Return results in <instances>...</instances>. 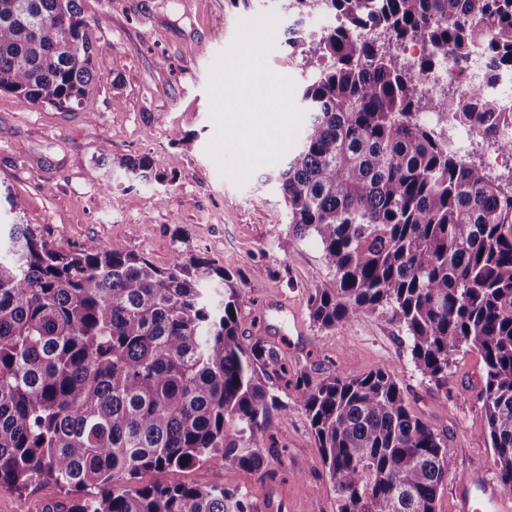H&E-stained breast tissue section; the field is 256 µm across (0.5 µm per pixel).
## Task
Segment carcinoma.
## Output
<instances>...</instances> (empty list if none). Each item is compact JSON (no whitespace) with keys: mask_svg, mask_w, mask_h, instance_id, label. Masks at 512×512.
<instances>
[{"mask_svg":"<svg viewBox=\"0 0 512 512\" xmlns=\"http://www.w3.org/2000/svg\"><path fill=\"white\" fill-rule=\"evenodd\" d=\"M298 16L285 43L315 66L310 113L278 182L288 234L312 238L333 273L309 296L334 329L379 312L410 340L415 367L448 390L465 346L485 366L482 431L500 490L512 494V179L463 155L448 129L512 154L495 98L449 73L482 47L483 83L512 70V0H281ZM321 13L323 35L302 28ZM80 0H0V92L59 110L81 106L96 60ZM420 46L401 65L387 47ZM435 119L428 121L426 117ZM129 182H162L153 159L121 156ZM239 273L189 253L161 268L90 241L68 251L29 224L0 240V489L59 486L43 512H262L223 485L142 486L146 471L195 464L265 469L286 405L279 353L240 339ZM294 388L339 493L338 512H436L448 440L410 410L390 367Z\"/></svg>","mask_w":512,"mask_h":512,"instance_id":"carcinoma-1","label":"carcinoma"}]
</instances>
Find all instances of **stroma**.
I'll list each match as a JSON object with an SVG mask.
<instances>
[{
	"label": "stroma",
	"instance_id": "35a3bbf8",
	"mask_svg": "<svg viewBox=\"0 0 512 512\" xmlns=\"http://www.w3.org/2000/svg\"><path fill=\"white\" fill-rule=\"evenodd\" d=\"M93 41L110 49L95 63L94 83L72 111L21 102L0 92V199L23 202L17 219L71 249L94 240L115 251L144 254L169 266L183 249L229 260L244 284L242 340L262 336L276 347L289 373L311 382L358 376L388 366L413 413L451 448L448 480L437 512H455L454 486L469 467L489 479L498 473L493 450L479 430L484 377L480 354L461 349L438 391L414 367L407 337L386 315L372 313L336 329L314 325L311 289L333 276L319 245L288 235V216L277 176L286 159L255 170L244 182L224 175L209 152L215 135L210 82L216 60L234 44L241 21L272 13L278 18L268 67L302 92L311 79L300 55L285 43L294 20L281 0H80ZM145 154L167 176L126 191L98 151ZM11 214L0 219L12 222ZM264 278L251 287L255 270ZM284 412H274L269 433L286 454L267 469L226 464L149 471L140 485L222 484L242 490L263 512H337L329 478L307 414L292 388L276 391ZM52 484L17 494L0 490V512H40L63 500Z\"/></svg>",
	"mask_w": 512,
	"mask_h": 512
}]
</instances>
